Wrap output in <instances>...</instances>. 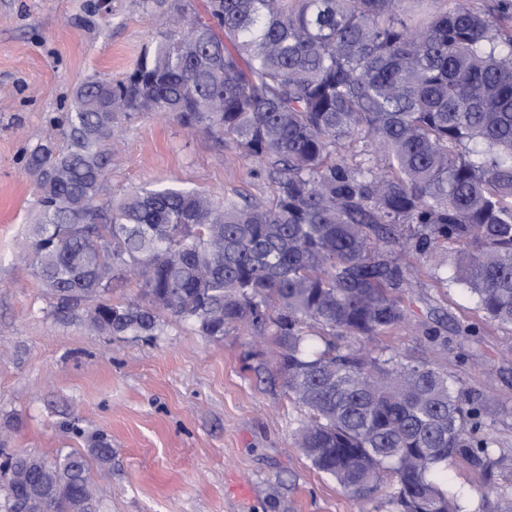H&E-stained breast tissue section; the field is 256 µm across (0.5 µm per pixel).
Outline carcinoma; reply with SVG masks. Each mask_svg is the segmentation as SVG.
Segmentation results:
<instances>
[{"instance_id":"1","label":"carcinoma","mask_w":512,"mask_h":512,"mask_svg":"<svg viewBox=\"0 0 512 512\" xmlns=\"http://www.w3.org/2000/svg\"><path fill=\"white\" fill-rule=\"evenodd\" d=\"M164 19L118 80L91 79L32 146L29 247L59 316L151 336L164 314L212 338L269 335L311 465L395 512H469L442 487L458 459L512 512V450L483 393L366 344L410 320L422 261L454 247L442 287L512 326V13L459 0H153ZM207 18H202L201 13ZM142 112L263 165L266 198L107 193L112 146ZM400 252L409 261L398 262ZM137 279L143 302L112 301ZM0 512H101L95 435L48 459L0 448ZM393 488H387L386 478Z\"/></svg>"}]
</instances>
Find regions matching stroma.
Listing matches in <instances>:
<instances>
[{"instance_id": "stroma-1", "label": "stroma", "mask_w": 512, "mask_h": 512, "mask_svg": "<svg viewBox=\"0 0 512 512\" xmlns=\"http://www.w3.org/2000/svg\"><path fill=\"white\" fill-rule=\"evenodd\" d=\"M160 21L152 0H0V444L53 458L106 434L112 467L90 469L102 512H388L354 500L297 447L307 414L288 396L270 338L240 325L210 338L168 316L146 342L107 336L84 314L54 315L18 259L35 193L26 149L72 110L82 82L132 69ZM111 168L113 195L140 185L224 198L270 192L232 145L152 112L130 123ZM447 256L440 249L420 269L410 325L381 344L488 395L492 430L512 448V329L453 334L480 316L461 290L436 282ZM238 478L250 499L230 493Z\"/></svg>"}]
</instances>
